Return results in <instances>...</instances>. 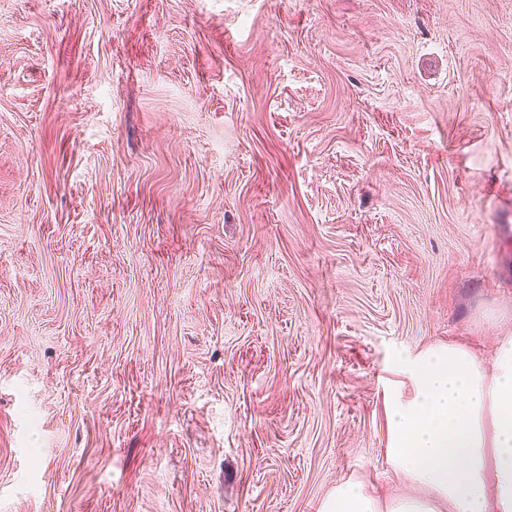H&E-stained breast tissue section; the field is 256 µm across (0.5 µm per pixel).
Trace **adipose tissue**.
<instances>
[{"label": "adipose tissue", "instance_id": "ef3b65f1", "mask_svg": "<svg viewBox=\"0 0 512 512\" xmlns=\"http://www.w3.org/2000/svg\"><path fill=\"white\" fill-rule=\"evenodd\" d=\"M416 394L386 399V460L415 487L380 502L346 480L317 512H512V336L497 339L493 369L442 344L401 358Z\"/></svg>", "mask_w": 512, "mask_h": 512}]
</instances>
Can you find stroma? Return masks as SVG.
Masks as SVG:
<instances>
[{
  "label": "stroma",
  "instance_id": "1",
  "mask_svg": "<svg viewBox=\"0 0 512 512\" xmlns=\"http://www.w3.org/2000/svg\"><path fill=\"white\" fill-rule=\"evenodd\" d=\"M512 0H0V512H317L398 356L512 335Z\"/></svg>",
  "mask_w": 512,
  "mask_h": 512
}]
</instances>
